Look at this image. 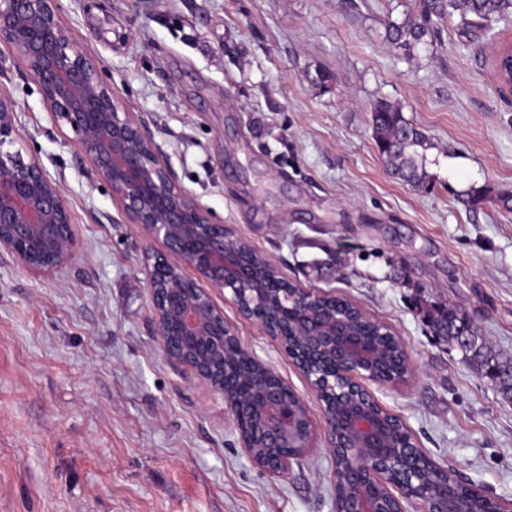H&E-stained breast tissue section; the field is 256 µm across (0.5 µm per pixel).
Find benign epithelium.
<instances>
[{
  "label": "benign epithelium",
  "instance_id": "1",
  "mask_svg": "<svg viewBox=\"0 0 512 512\" xmlns=\"http://www.w3.org/2000/svg\"><path fill=\"white\" fill-rule=\"evenodd\" d=\"M7 42L37 82L55 123L75 134L90 158L96 177L107 184L121 204L128 223L150 239L162 241L166 253L148 265V288L155 312L156 336L163 355L188 367L208 389L224 397L239 433L241 447L259 468L272 475L288 473L299 455H281L270 462L256 455V443L278 448L285 436L304 431L305 449L315 447L308 409L288 402V394L264 379L254 381L252 397L230 396L214 366L224 363V342L238 340L210 295L197 283L190 292L160 285V272L192 268L199 279L218 290H229L239 313L255 320L283 351L281 335L253 315L239 297L255 270L224 240L238 238L230 225L215 224L208 211L177 185L159 159L144 127L125 110L100 78L96 61L73 39L59 18L58 0H0V42ZM493 66L501 87L512 91V39L497 43ZM17 141L13 105L0 98V250L26 268L52 272L75 256L77 240L59 185L33 158L10 150ZM316 294L296 288L283 312L296 317L310 341L307 357L331 354L333 380L342 388L345 410L336 433L342 447L361 448L364 460L348 473L353 495L336 504V512H407L405 504L421 501L423 512H450L448 492L453 481L427 489L407 472L399 481L388 471L399 462L401 449L389 446L386 431L370 404L365 382H380L374 369L378 353L358 341L347 325L331 314L310 311Z\"/></svg>",
  "mask_w": 512,
  "mask_h": 512
}]
</instances>
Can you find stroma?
I'll use <instances>...</instances> for the list:
<instances>
[{
    "label": "stroma",
    "instance_id": "stroma-1",
    "mask_svg": "<svg viewBox=\"0 0 512 512\" xmlns=\"http://www.w3.org/2000/svg\"><path fill=\"white\" fill-rule=\"evenodd\" d=\"M58 4L175 182L286 278L400 336L414 374L368 383L374 399L439 466L512 501V402L424 318L434 303L463 306L512 357V95L492 63L512 19L476 28L456 13L401 47L387 26L416 18L417 0ZM0 97L78 242L50 274L0 253V512H336L327 426L302 372L230 292L210 289L313 420L316 448L277 477L249 459L223 397L164 357L147 286L164 245L127 223L5 42ZM380 101L425 133L432 188L388 170L371 119ZM474 191L483 202L462 203Z\"/></svg>",
    "mask_w": 512,
    "mask_h": 512
}]
</instances>
